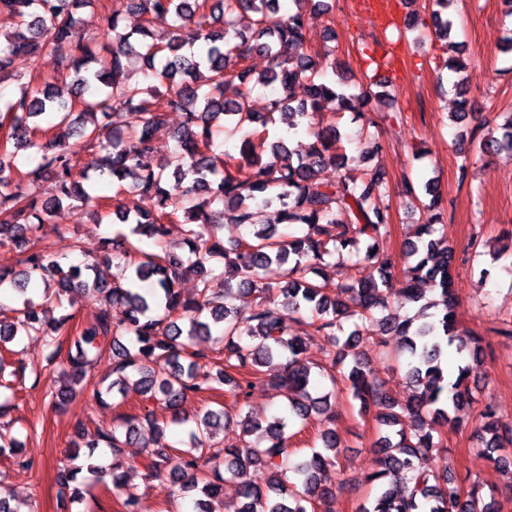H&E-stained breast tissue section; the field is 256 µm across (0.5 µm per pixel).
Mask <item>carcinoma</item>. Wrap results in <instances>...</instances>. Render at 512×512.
<instances>
[{"label":"carcinoma","mask_w":512,"mask_h":512,"mask_svg":"<svg viewBox=\"0 0 512 512\" xmlns=\"http://www.w3.org/2000/svg\"><path fill=\"white\" fill-rule=\"evenodd\" d=\"M91 2L0 0V14L10 18V30L0 32V78L21 82L20 96L5 110L8 124L0 120V127L7 126L0 140V248L13 246L23 266L17 272L0 269V288L9 283L23 293L34 279L44 285L41 303L25 298L11 320L0 319V347L37 338L51 348L53 360L61 337L68 336L67 368L61 372L67 384L59 389L57 406H67L90 384L102 402L134 388L147 400L166 405L168 424L189 426L188 448L158 441L164 427L156 421L128 416L85 442L87 463L58 470L60 501L84 499L77 475L85 469L112 485L124 512H142L145 491L135 483L138 476L145 481L170 477L181 495L194 499L196 512H217L212 502L228 479L239 485L237 512H307V503L332 496L322 477L336 466L342 442L328 427L320 434L322 449L298 457L288 448L289 421L305 425L311 416L326 414L330 398L343 389L379 431L378 468L363 480L347 477L343 482L349 488L364 480L376 484L359 512H497L478 481L450 469L439 473L425 467L444 448L441 428L465 424L459 412L475 402L469 362L480 360L488 348L458 317L456 254L448 245L444 213L417 225L399 260L379 249L390 224L389 207L376 203L387 190L385 173L368 168L324 176L327 169L345 164L335 123L317 130L304 157L282 141L267 144L268 124L280 120L290 130L309 126L323 100L335 103L339 112L366 118L368 104L388 96L387 84L371 81L355 94L342 75L322 78L307 45L310 21L317 15L314 0H292L295 9L286 15L279 14V0H128L141 24L121 32L119 14L102 15V29L113 41L106 59L78 31L77 11ZM451 2L435 0L432 26L440 37L453 27L443 14ZM159 24L168 28L165 43L153 38ZM62 42L70 50L58 62L56 79L69 81L70 97L51 83L34 88L33 79L12 73L15 57L35 58ZM254 52L269 61L255 78L246 65ZM134 56L144 60L150 82L133 79L129 63ZM301 81L307 83L308 96L295 106L294 87ZM252 82L276 86L264 112L249 106ZM168 112L181 113L183 123L175 151L158 159L151 137ZM44 114L51 118V129L78 130L92 151L87 169L97 180L155 199L152 213H134L117 200L115 215L131 228L128 236L104 239L103 265L117 269L111 280L98 263L65 269L48 250L35 248L41 224L66 203L78 215L103 223L99 200L72 180L74 153L62 134L41 146L36 168L16 170L8 145L21 149L33 144L38 127L30 120ZM228 124L243 136L242 163L214 153L215 138ZM500 130V136L479 141L475 151L512 153V113ZM189 175L192 182L179 199L163 187L169 176ZM226 207L235 210V222L244 226L252 225L253 209L274 207L276 223L227 247L216 234V216ZM168 223L185 225L180 241L164 242ZM280 224L288 233L279 234ZM131 236L153 241L156 251H145ZM345 250L377 275L335 283L322 276L329 258ZM398 268L406 282L400 306L419 305L412 317H401L386 291ZM193 272L199 277L196 293L184 297L178 284ZM216 279L224 281L222 294L211 288ZM424 283L438 297L425 300ZM234 290L256 294L249 316L243 318L224 304ZM76 295L96 299L100 309L93 323L70 335L72 315L56 318L45 305L58 306ZM115 303L125 306L124 318L112 316ZM306 315L314 331L329 340L320 374L329 377L332 388L322 394L304 357L302 338L289 331L290 322ZM370 321L398 337L399 352L406 355L414 391L404 404L392 401L381 379L352 352L363 342L364 325ZM201 337L223 345L224 361L207 369L200 364L202 356L191 346ZM450 347L458 355L453 376L443 365ZM105 353L112 355L115 377L104 387L89 371ZM283 358L288 359L286 369ZM265 369L273 372L272 383L285 397L288 418L274 417L263 425L241 407L234 415L226 409H208L192 418L183 413L189 395L215 384L229 387L239 403L248 377ZM15 377L0 356V415L16 396ZM407 419L412 422L409 430L402 428ZM233 421L241 429V446L211 447L217 428ZM474 422L488 460L499 470L512 471V458L496 454L503 424L493 405L484 404ZM134 442L143 451L126 455V446ZM20 447L8 427L0 426V454L21 467L32 466ZM252 467L270 473L266 487L247 478Z\"/></svg>","instance_id":"1"}]
</instances>
